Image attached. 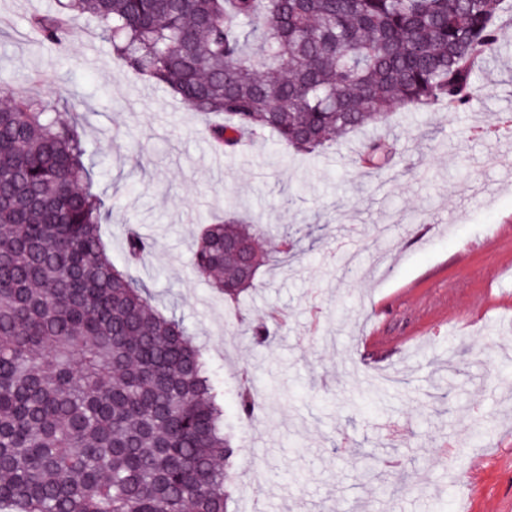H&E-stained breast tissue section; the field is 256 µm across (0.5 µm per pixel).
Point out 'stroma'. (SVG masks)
<instances>
[{
  "label": "stroma",
  "mask_w": 512,
  "mask_h": 512,
  "mask_svg": "<svg viewBox=\"0 0 512 512\" xmlns=\"http://www.w3.org/2000/svg\"><path fill=\"white\" fill-rule=\"evenodd\" d=\"M54 0H0V78L35 82L82 117L112 206L101 235L124 263L128 226L155 249L130 268L204 348L235 424L230 512H512V136L472 139L512 97V17L498 69L460 112L409 108L304 156L271 134L212 160L208 121L122 69L94 19L67 46L25 38ZM393 142L381 173L372 139ZM236 214L290 264L263 266L229 313L191 263L213 217ZM280 315L270 342L246 330ZM279 390L237 423L242 379ZM395 154L392 144L385 141H376L365 146L360 161L363 167L381 170L392 163Z\"/></svg>",
  "instance_id": "stroma-1"
}]
</instances>
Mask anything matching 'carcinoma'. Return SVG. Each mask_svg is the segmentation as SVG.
I'll use <instances>...</instances> for the list:
<instances>
[{
	"label": "carcinoma",
	"instance_id": "cac0c4a2",
	"mask_svg": "<svg viewBox=\"0 0 512 512\" xmlns=\"http://www.w3.org/2000/svg\"><path fill=\"white\" fill-rule=\"evenodd\" d=\"M512 0H56L27 34L59 50L88 14L130 73L219 117L211 141L268 131L313 155L413 106L468 108ZM77 112L0 80V506L11 512H228L237 448L183 323L117 267L112 208L93 191ZM392 144L365 146L381 170ZM230 241L265 264L235 216L203 230L192 266L235 303L254 286ZM153 243L134 231L138 261ZM270 392L237 393L253 421Z\"/></svg>",
	"mask_w": 512,
	"mask_h": 512
}]
</instances>
